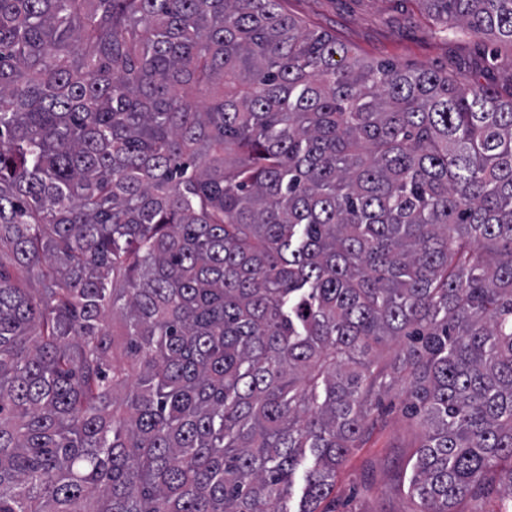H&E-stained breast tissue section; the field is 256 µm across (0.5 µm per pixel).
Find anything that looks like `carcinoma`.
I'll use <instances>...</instances> for the list:
<instances>
[{"label":"carcinoma","instance_id":"carcinoma-1","mask_svg":"<svg viewBox=\"0 0 512 512\" xmlns=\"http://www.w3.org/2000/svg\"><path fill=\"white\" fill-rule=\"evenodd\" d=\"M282 2L0 0V512H340L399 379L417 512H512V98Z\"/></svg>","mask_w":512,"mask_h":512}]
</instances>
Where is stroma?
I'll return each instance as SVG.
<instances>
[{
  "mask_svg": "<svg viewBox=\"0 0 512 512\" xmlns=\"http://www.w3.org/2000/svg\"><path fill=\"white\" fill-rule=\"evenodd\" d=\"M284 7L362 58L434 70L512 97V45L470 31L438 32L418 0H285ZM403 399L398 388L385 396L380 426L339 471L335 493L342 512H414L402 482L420 428L404 415Z\"/></svg>",
  "mask_w": 512,
  "mask_h": 512,
  "instance_id": "stroma-1",
  "label": "stroma"
}]
</instances>
